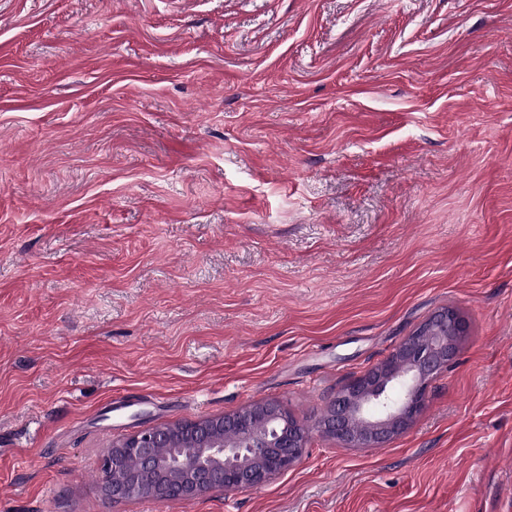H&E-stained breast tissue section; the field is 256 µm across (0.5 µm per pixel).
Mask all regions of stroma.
I'll use <instances>...</instances> for the list:
<instances>
[{
  "label": "stroma",
  "instance_id": "stroma-1",
  "mask_svg": "<svg viewBox=\"0 0 512 512\" xmlns=\"http://www.w3.org/2000/svg\"><path fill=\"white\" fill-rule=\"evenodd\" d=\"M448 307L382 447L101 494L113 441L311 427ZM0 512H512V0H0Z\"/></svg>",
  "mask_w": 512,
  "mask_h": 512
}]
</instances>
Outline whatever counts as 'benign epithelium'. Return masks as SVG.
<instances>
[{
  "label": "benign epithelium",
  "instance_id": "7a95c632",
  "mask_svg": "<svg viewBox=\"0 0 512 512\" xmlns=\"http://www.w3.org/2000/svg\"><path fill=\"white\" fill-rule=\"evenodd\" d=\"M466 325L442 310L420 324L384 362L343 386L309 428L277 401L194 422L146 428L112 442L99 462L102 494L120 502L150 496L160 503L212 490L262 487L303 458L313 432L349 447L375 448L410 428L426 400L429 382L455 360ZM157 448H187L163 463ZM125 474L121 484L112 475Z\"/></svg>",
  "mask_w": 512,
  "mask_h": 512
}]
</instances>
